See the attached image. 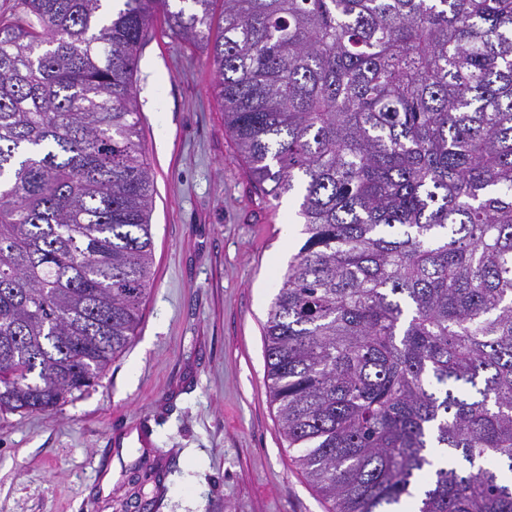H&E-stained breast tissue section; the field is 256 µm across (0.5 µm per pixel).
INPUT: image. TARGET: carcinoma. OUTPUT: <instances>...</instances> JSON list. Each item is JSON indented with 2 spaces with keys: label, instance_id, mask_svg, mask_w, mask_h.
<instances>
[{
  "label": "carcinoma",
  "instance_id": "1",
  "mask_svg": "<svg viewBox=\"0 0 512 512\" xmlns=\"http://www.w3.org/2000/svg\"><path fill=\"white\" fill-rule=\"evenodd\" d=\"M15 0L0 25V412H50L138 333L154 15L205 55L306 239L264 326L329 512H512V0Z\"/></svg>",
  "mask_w": 512,
  "mask_h": 512
}]
</instances>
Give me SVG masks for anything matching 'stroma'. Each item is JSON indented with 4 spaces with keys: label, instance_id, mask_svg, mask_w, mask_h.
<instances>
[{
    "label": "stroma",
    "instance_id": "obj_1",
    "mask_svg": "<svg viewBox=\"0 0 512 512\" xmlns=\"http://www.w3.org/2000/svg\"><path fill=\"white\" fill-rule=\"evenodd\" d=\"M133 80L154 189L138 334L57 410L0 413V512H328L266 370L268 311L304 242L299 202L255 187L210 66L162 17ZM144 422L151 444L116 452L114 434Z\"/></svg>",
    "mask_w": 512,
    "mask_h": 512
}]
</instances>
